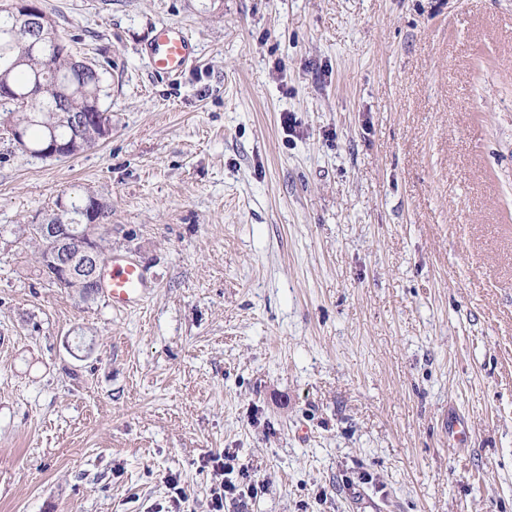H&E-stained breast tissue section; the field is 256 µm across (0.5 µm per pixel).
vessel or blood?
I'll list each match as a JSON object with an SVG mask.
<instances>
[{"label": "vessel or blood", "instance_id": "b4317fda", "mask_svg": "<svg viewBox=\"0 0 512 512\" xmlns=\"http://www.w3.org/2000/svg\"><path fill=\"white\" fill-rule=\"evenodd\" d=\"M146 55L156 71L176 76L195 64L197 45L187 29L164 24L149 40ZM100 293L116 310L138 307L153 292L143 267L132 257L115 255L104 263Z\"/></svg>", "mask_w": 512, "mask_h": 512}]
</instances>
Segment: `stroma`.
Returning <instances> with one entry per match:
<instances>
[{"mask_svg":"<svg viewBox=\"0 0 512 512\" xmlns=\"http://www.w3.org/2000/svg\"><path fill=\"white\" fill-rule=\"evenodd\" d=\"M39 3L112 134L0 132V512H212L227 448L263 490L223 512H512V0ZM75 184L137 308L42 273ZM146 55L156 71L176 76L195 64L197 44L185 27L163 24L148 41ZM153 288L143 267L134 258L113 255L105 261L98 290L113 309L138 307L152 294Z\"/></svg>","mask_w":512,"mask_h":512,"instance_id":"1","label":"stroma"}]
</instances>
